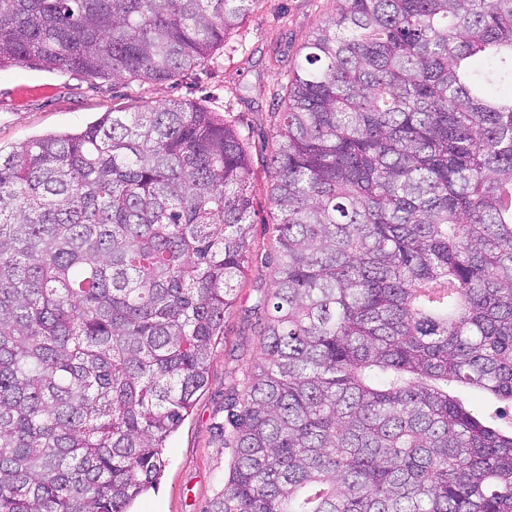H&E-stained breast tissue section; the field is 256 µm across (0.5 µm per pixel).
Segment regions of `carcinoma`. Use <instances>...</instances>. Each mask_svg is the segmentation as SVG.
<instances>
[{
  "instance_id": "cac0c4a2",
  "label": "carcinoma",
  "mask_w": 512,
  "mask_h": 512,
  "mask_svg": "<svg viewBox=\"0 0 512 512\" xmlns=\"http://www.w3.org/2000/svg\"><path fill=\"white\" fill-rule=\"evenodd\" d=\"M259 2L0 0V70L158 84ZM337 2L282 86L274 291L210 512H512V0ZM252 177L234 119L181 99L0 149V512L156 487Z\"/></svg>"
}]
</instances>
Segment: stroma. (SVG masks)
I'll return each mask as SVG.
<instances>
[{
  "mask_svg": "<svg viewBox=\"0 0 512 512\" xmlns=\"http://www.w3.org/2000/svg\"><path fill=\"white\" fill-rule=\"evenodd\" d=\"M336 0H261L217 50L193 72L147 85L129 79H90L70 71L14 66L0 71V146L9 148L51 131L84 128L99 113L134 110L144 101L183 99L230 113L249 135L254 170L251 198L252 257L224 317L209 366L208 383L171 437L157 489L133 512H209L233 463L224 444V403L241 390L258 362L263 338L253 309L273 288L270 258L277 254L274 208L263 160L273 147V112L300 45L337 12Z\"/></svg>",
  "mask_w": 512,
  "mask_h": 512,
  "instance_id": "1",
  "label": "stroma"
}]
</instances>
